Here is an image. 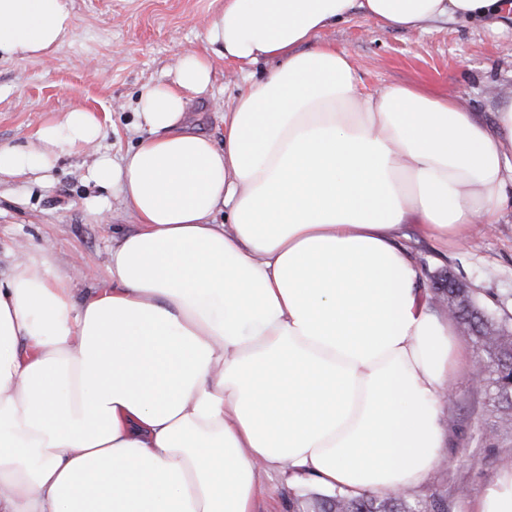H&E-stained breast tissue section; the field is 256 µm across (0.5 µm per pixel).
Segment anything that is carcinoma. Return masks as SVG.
<instances>
[{"label": "carcinoma", "mask_w": 512, "mask_h": 512, "mask_svg": "<svg viewBox=\"0 0 512 512\" xmlns=\"http://www.w3.org/2000/svg\"><path fill=\"white\" fill-rule=\"evenodd\" d=\"M456 303L475 349V364L486 382L485 395L501 420L512 421V331L495 323L479 304L472 288L456 289ZM436 503L413 501L405 492L383 497L349 498L340 492L314 494L300 512H434Z\"/></svg>", "instance_id": "cac0c4a2"}]
</instances>
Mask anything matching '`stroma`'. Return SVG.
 <instances>
[{"instance_id": "35a3bbf8", "label": "stroma", "mask_w": 512, "mask_h": 512, "mask_svg": "<svg viewBox=\"0 0 512 512\" xmlns=\"http://www.w3.org/2000/svg\"><path fill=\"white\" fill-rule=\"evenodd\" d=\"M224 0H71L75 33L54 52L27 60H0V145L24 148L49 120L75 108L97 112L106 125L98 149L58 158L49 177L26 175L0 180V279H7L22 246H46L44 261L83 296L108 274L113 244L136 228L117 196L105 214L90 203L105 195L89 181L96 151L121 160L141 138L135 110L147 86L170 80L187 52H208L205 22ZM322 39L355 62L360 89L372 92L392 83L461 94L470 111L490 119L512 97V22L492 31L437 22L411 33L384 28L361 15L326 31ZM272 65L245 66L213 61L212 82L187 108L189 130L224 143V108L245 89L250 76ZM402 245L419 264L424 288L452 274L476 291L499 322L512 321V210L497 224H475L461 242L442 247L406 225ZM93 276L80 273V266ZM473 367L454 379L455 396L440 415L445 443L428 480L412 499L436 501L439 512H465L466 493L479 492L512 468V435L485 440L481 432L497 414L474 380ZM258 512H298L302 499L318 492L305 480L289 484L275 472H261Z\"/></svg>"}]
</instances>
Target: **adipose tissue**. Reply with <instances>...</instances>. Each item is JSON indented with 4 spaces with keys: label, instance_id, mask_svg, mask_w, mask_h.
I'll return each instance as SVG.
<instances>
[{
    "label": "adipose tissue",
    "instance_id": "ef3b65f1",
    "mask_svg": "<svg viewBox=\"0 0 512 512\" xmlns=\"http://www.w3.org/2000/svg\"><path fill=\"white\" fill-rule=\"evenodd\" d=\"M70 0H0V58L73 35ZM409 32L483 23L512 0H224L206 41L276 60L187 127L213 64L184 54L142 96L148 129L89 177L137 229L83 297L27 254L0 280V512H256L260 470L350 497L412 490L470 354L428 305L403 225L448 243L512 201V100L485 122L410 83L360 92L321 33L354 14ZM97 113L0 146V178L103 138ZM223 223H213L216 212Z\"/></svg>",
    "mask_w": 512,
    "mask_h": 512
}]
</instances>
